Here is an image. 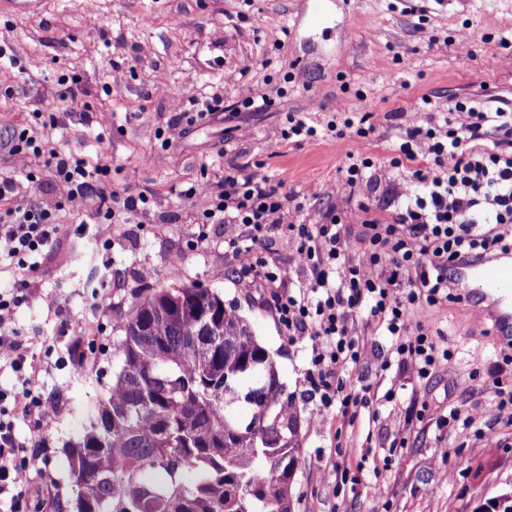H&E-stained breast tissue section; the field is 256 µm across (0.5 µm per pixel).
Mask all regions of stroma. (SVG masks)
<instances>
[{"label":"stroma","instance_id":"1","mask_svg":"<svg viewBox=\"0 0 512 512\" xmlns=\"http://www.w3.org/2000/svg\"><path fill=\"white\" fill-rule=\"evenodd\" d=\"M0 137L18 127L41 130L52 146L88 161L104 160L115 187L150 189L154 215L146 224H117L111 243L94 234L95 212L67 217L52 242L26 267L0 276V290L21 291L11 327L41 367L45 391L62 407L47 431L17 420L16 430L49 448L47 491L40 476L26 490L33 512L73 498L67 451L79 439L85 412L106 397L121 364L122 335L115 307L135 289L196 283L237 304L261 343L274 354L279 377L300 412L299 462L293 512H486L487 502L512 491V423L496 419L492 374L512 379L496 332L471 322L469 302L425 308L423 319L443 329L448 358L427 379L398 366L379 370L389 345L359 314L358 335L373 343L364 371L370 404L354 425L335 419L309 424L304 399L306 353L289 345L266 302L267 289L241 280L224 246L234 225L213 224L207 240L180 186L200 176V163L222 155L251 173L284 179L312 211L349 209L366 199L386 204L400 190L402 170L389 184L354 198L324 195L351 148L350 139L296 141L282 137L289 115L325 124L362 107L376 126L366 151L388 164L397 128L422 98L433 109L483 103L512 107V0H0ZM242 73L237 83L225 74ZM76 83L70 115L50 126L35 113L41 96H55L59 79ZM221 95L205 119L188 122L187 89ZM266 96L261 112L236 110L244 90ZM92 112L85 127L82 112ZM251 135L233 141L235 126ZM223 277H214L215 268ZM151 279H143V269ZM107 288L113 310L93 293ZM56 307H48L46 297ZM90 324L95 364L68 363L74 327ZM394 391V402L384 400ZM472 415L461 432L443 419L449 409ZM342 442L362 482L334 490L323 461Z\"/></svg>","mask_w":512,"mask_h":512}]
</instances>
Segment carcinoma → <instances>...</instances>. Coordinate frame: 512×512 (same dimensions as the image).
Masks as SVG:
<instances>
[{
  "label": "carcinoma",
  "instance_id": "1",
  "mask_svg": "<svg viewBox=\"0 0 512 512\" xmlns=\"http://www.w3.org/2000/svg\"><path fill=\"white\" fill-rule=\"evenodd\" d=\"M115 312L122 364L70 447L72 512H292L298 411L238 308L190 284Z\"/></svg>",
  "mask_w": 512,
  "mask_h": 512
}]
</instances>
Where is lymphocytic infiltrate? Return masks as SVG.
I'll return each mask as SVG.
<instances>
[{
  "label": "lymphocytic infiltrate",
  "instance_id": "f902f5d3",
  "mask_svg": "<svg viewBox=\"0 0 512 512\" xmlns=\"http://www.w3.org/2000/svg\"><path fill=\"white\" fill-rule=\"evenodd\" d=\"M349 128L356 146L325 195H354L404 167L409 180L393 213L381 214L363 202L345 211L312 213L286 191L284 179L260 177L238 164L213 177L211 159L181 191L195 209L199 239H207L212 224L242 227L228 241L240 261L237 272L274 288L271 310L284 336L309 345L306 395L314 405L310 423L319 427L337 415L355 423L368 404L370 388L361 374L367 344L353 332L361 310L390 338L381 370L395 364L429 378L448 350L426 327L424 307L456 300L450 275L456 264L512 252L511 112L458 105L427 121L412 118L400 128L395 155L384 167L363 150L375 131L367 116L341 126L330 122L321 130L295 118L288 134L338 140ZM0 152L14 162L12 173L0 175V274L45 245L63 215L94 209L96 235L105 242L112 239L113 225L143 224L152 215V193L112 189L108 165L45 148L36 130L23 128L0 139ZM35 158L44 160L65 190L58 207L19 198L20 177ZM354 224L364 233L353 257L347 241ZM281 252L293 257V265L278 260ZM296 269L302 280H294ZM18 302L17 295L0 293V360L18 375L15 388L0 389V512H28L23 488L47 459L46 449L16 435V419L41 424L54 409L40 386V368L29 363L27 347L6 327Z\"/></svg>",
  "mask_w": 512,
  "mask_h": 512
}]
</instances>
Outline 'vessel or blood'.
<instances>
[{
  "mask_svg": "<svg viewBox=\"0 0 512 512\" xmlns=\"http://www.w3.org/2000/svg\"><path fill=\"white\" fill-rule=\"evenodd\" d=\"M455 287L463 297L478 296L481 317L494 321L502 337L512 336V252L458 266Z\"/></svg>",
  "mask_w": 512,
  "mask_h": 512,
  "instance_id": "vessel-or-blood-1",
  "label": "vessel or blood"
}]
</instances>
